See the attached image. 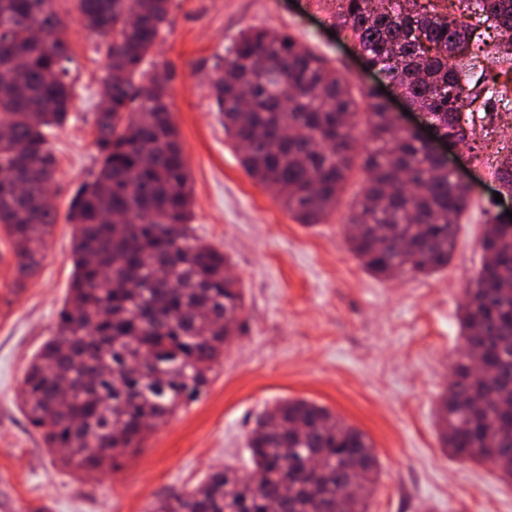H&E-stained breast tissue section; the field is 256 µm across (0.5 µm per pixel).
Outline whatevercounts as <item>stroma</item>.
Wrapping results in <instances>:
<instances>
[{"instance_id": "stroma-1", "label": "stroma", "mask_w": 512, "mask_h": 512, "mask_svg": "<svg viewBox=\"0 0 512 512\" xmlns=\"http://www.w3.org/2000/svg\"><path fill=\"white\" fill-rule=\"evenodd\" d=\"M77 96L50 144L57 158V222L38 272L16 285L0 244V512H150L154 501L210 472L246 466V437L264 409L286 399L328 407L369 435L379 480L369 512H512V483L449 457L436 410L461 344L464 291L483 261L479 239L496 204L494 159L512 148V105H495L477 148L448 159L473 187L451 263L416 278H379L349 252L346 217L365 174L354 167L335 212L298 223L277 195L244 172L209 78L241 30L292 34L348 77L354 95L378 85L354 42L331 34L323 0H174L167 31L143 64L170 76L173 118L191 175L195 235L223 251L245 299L246 328L201 398L159 424L117 466L64 467L17 406L26 369L52 336L70 289L76 187L98 169L95 119L105 38L64 16Z\"/></svg>"}]
</instances>
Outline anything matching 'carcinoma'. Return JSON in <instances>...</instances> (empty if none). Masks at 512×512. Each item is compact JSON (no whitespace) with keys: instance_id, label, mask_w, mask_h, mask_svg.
I'll list each match as a JSON object with an SVG mask.
<instances>
[{"instance_id":"carcinoma-1","label":"carcinoma","mask_w":512,"mask_h":512,"mask_svg":"<svg viewBox=\"0 0 512 512\" xmlns=\"http://www.w3.org/2000/svg\"><path fill=\"white\" fill-rule=\"evenodd\" d=\"M85 30L112 36L96 115L101 159L71 201L73 281L56 331L31 361L20 407L50 451L86 474L118 463L148 432L198 399L245 324L244 295L228 260L190 226L189 171L173 120L167 72L142 79L166 30L171 0H72ZM329 19L366 62L459 136L461 114L504 90L486 85V63L512 61V0H330ZM497 32L486 43L466 22ZM59 0H0V235L18 280L35 275L57 215L42 203L57 168L49 134L74 98ZM211 93L224 130L246 144L240 162L279 188L288 212L317 224L362 158L360 201L348 247L369 272L429 275L450 263L467 194L427 146L392 127L367 89L360 109L329 61L287 33L244 30L217 59ZM363 124L370 145L358 150ZM496 177L512 194V149ZM125 216V231L109 215ZM479 269L460 315L462 349L438 417L448 453L512 481V237L485 225ZM250 467L213 471L156 500L153 512H369L378 462L369 436L303 399L266 410L246 439ZM355 491L345 493L348 484Z\"/></svg>"}]
</instances>
